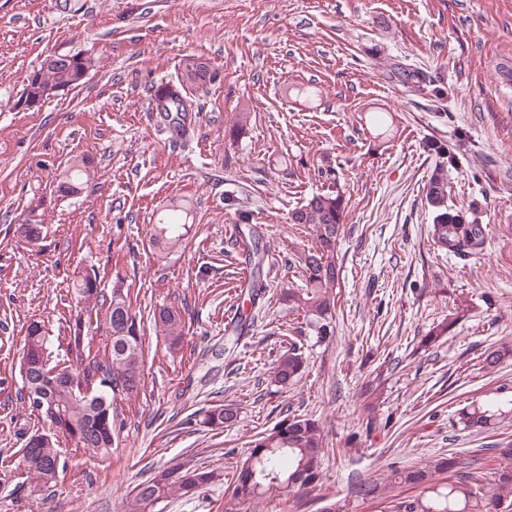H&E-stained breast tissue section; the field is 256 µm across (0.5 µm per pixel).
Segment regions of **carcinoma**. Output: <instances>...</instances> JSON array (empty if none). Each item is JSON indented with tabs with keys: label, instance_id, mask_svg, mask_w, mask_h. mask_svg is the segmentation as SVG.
I'll list each match as a JSON object with an SVG mask.
<instances>
[{
	"label": "carcinoma",
	"instance_id": "carcinoma-1",
	"mask_svg": "<svg viewBox=\"0 0 512 512\" xmlns=\"http://www.w3.org/2000/svg\"><path fill=\"white\" fill-rule=\"evenodd\" d=\"M94 67V59L86 54H59L49 65L39 64L35 79L25 85L23 95L55 87L76 88ZM388 77L402 84L423 81L420 72L398 63L388 70ZM215 80V71L206 60L189 56L181 61L177 79L150 88L155 110L167 122L175 140L188 135L186 121L188 113L193 111V96ZM430 149L442 158L429 178L426 195L433 212L429 228L433 248L454 257L478 254L486 242L483 225L470 220L465 211L448 206V167L456 165V154L436 142L430 144ZM321 176L332 181L336 189L312 195L293 209L289 217L292 224L312 225L316 243L300 257L304 287L287 289L285 298L291 308L302 312L303 327L298 333L307 332L325 342L335 335V288L340 272L335 255L344 232L347 201L338 187L334 170L323 169ZM91 179L90 162L76 156L58 182L57 191L66 197L77 196ZM187 217L185 209L178 210L176 205H171V212L151 225L152 246L164 253L183 245ZM16 232L27 242L37 244L43 239L44 225L21 224ZM235 240L251 244L252 274L242 294L254 304L265 290L260 276L264 253L259 249L257 225L241 219L236 225ZM101 282L97 270L86 269L75 277L72 288L77 303L88 309L106 308L111 340L104 359H97L86 343L90 322L80 314L69 325L70 335L65 337L69 359L63 362H52L49 333L44 324L32 321L25 331L20 363L22 383L28 390L41 388L47 392L49 403L39 417L49 424L50 432L31 434L25 440L24 450L32 456L28 472L45 487L57 483L55 467L61 462L58 436H63L77 450L102 457L110 455L122 444L125 428L117 401L138 395L144 386L141 326L130 310V291L118 281L107 296ZM468 311V305H458L455 313L427 332L425 341L432 343L447 334ZM153 323L156 334L165 339L169 348L179 347L186 326L181 312L160 307L153 312ZM303 348L298 338L287 343L273 371L277 385L286 388L302 375ZM83 389L92 391L90 397L81 395ZM508 412L512 413V387L503 384L463 408L460 422L467 429L484 432L495 427L498 419ZM237 419L238 408L232 403L220 404L205 414V424L216 429L231 427ZM495 451L504 465L497 469L491 481L478 468L457 475L458 460L450 455L437 459L433 465L434 472L448 474L445 484L430 482L429 471L425 469L395 467L389 476L390 483L360 481L354 493L363 500H372L386 495L391 484L412 485L422 488L420 494L390 501L388 512H512V443ZM326 455L318 422L306 415L286 413L252 440L249 455L236 464L227 478V490L233 500L247 502L276 489H311L320 481ZM215 479L214 472L199 468L159 469L132 489L123 502L124 512H152L158 502L171 495L193 494Z\"/></svg>",
	"mask_w": 512,
	"mask_h": 512
}]
</instances>
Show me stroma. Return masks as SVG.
Here are the masks:
<instances>
[{
	"instance_id": "35a3bbf8",
	"label": "stroma",
	"mask_w": 512,
	"mask_h": 512,
	"mask_svg": "<svg viewBox=\"0 0 512 512\" xmlns=\"http://www.w3.org/2000/svg\"><path fill=\"white\" fill-rule=\"evenodd\" d=\"M96 60L85 83L32 109L16 108L26 76L48 54ZM188 54L210 60L219 81L196 97L183 142L153 110L149 89L176 78ZM426 84L388 78V64ZM512 0H0V512H120L125 495L175 464L230 472L258 431L284 412L318 419L331 448L311 492L230 505L223 483L173 495L161 512H383L357 500L353 481L387 476L454 453L459 471L499 465L492 446L512 436V415L474 434L457 411L512 382V360L486 370V354L512 345ZM315 88L312 99L289 87ZM384 112L392 134L377 137ZM454 151L448 204L473 208L482 253L447 257L428 238V179ZM88 156L95 178L77 197L56 183L66 162ZM337 170L348 200L337 248L336 335L305 343L303 378L272 380L300 314L280 301L302 285L291 264L314 243L293 208L327 191L319 168ZM178 199L191 208L188 246L157 259L147 227ZM261 225L266 292L252 330L224 327L250 266L231 245L240 216ZM42 224L39 245L17 225ZM95 268L103 287L131 286V312L187 305L184 340L170 351L145 327V388L121 401V448L101 458L62 444L67 465L43 490L20 464L25 439L47 426L20 399L21 339L44 321L53 359L77 314L75 274ZM468 315L448 336L426 333L456 304ZM236 404L230 430L206 427L213 406ZM383 427L366 433L367 418Z\"/></svg>"
}]
</instances>
